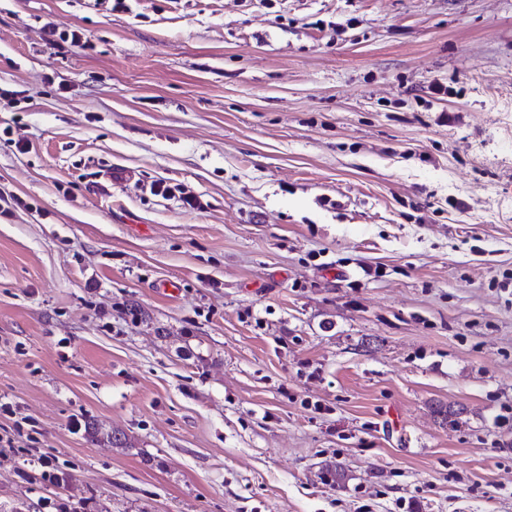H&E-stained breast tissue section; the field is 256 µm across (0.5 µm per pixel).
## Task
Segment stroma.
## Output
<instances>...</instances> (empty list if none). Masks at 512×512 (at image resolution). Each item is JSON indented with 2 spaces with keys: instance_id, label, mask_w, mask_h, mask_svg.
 I'll return each mask as SVG.
<instances>
[{
  "instance_id": "stroma-1",
  "label": "stroma",
  "mask_w": 512,
  "mask_h": 512,
  "mask_svg": "<svg viewBox=\"0 0 512 512\" xmlns=\"http://www.w3.org/2000/svg\"><path fill=\"white\" fill-rule=\"evenodd\" d=\"M63 499L512 512V0H0V505Z\"/></svg>"
}]
</instances>
